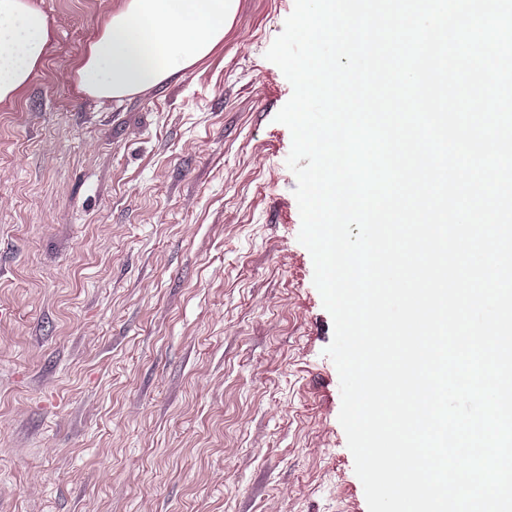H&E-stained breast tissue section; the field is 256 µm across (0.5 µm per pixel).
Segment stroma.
<instances>
[{"instance_id": "obj_1", "label": "stroma", "mask_w": 512, "mask_h": 512, "mask_svg": "<svg viewBox=\"0 0 512 512\" xmlns=\"http://www.w3.org/2000/svg\"><path fill=\"white\" fill-rule=\"evenodd\" d=\"M34 2L50 43L0 102V512H368L265 57L294 0H239L121 103L77 68L122 0Z\"/></svg>"}]
</instances>
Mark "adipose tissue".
I'll return each mask as SVG.
<instances>
[{"label":"adipose tissue","mask_w":512,"mask_h":512,"mask_svg":"<svg viewBox=\"0 0 512 512\" xmlns=\"http://www.w3.org/2000/svg\"><path fill=\"white\" fill-rule=\"evenodd\" d=\"M239 0H123L77 69L83 92L123 101L180 77L220 46ZM50 39L32 0H0V102L36 75Z\"/></svg>","instance_id":"ef3b65f1"}]
</instances>
